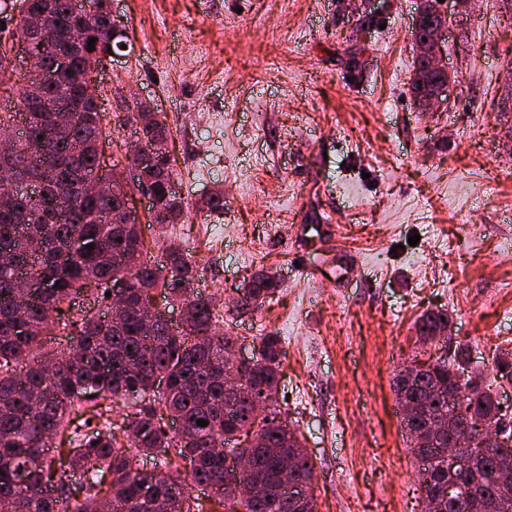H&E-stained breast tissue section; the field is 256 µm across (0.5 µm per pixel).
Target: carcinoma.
Returning <instances> with one entry per match:
<instances>
[{
	"label": "carcinoma",
	"instance_id": "carcinoma-1",
	"mask_svg": "<svg viewBox=\"0 0 512 512\" xmlns=\"http://www.w3.org/2000/svg\"><path fill=\"white\" fill-rule=\"evenodd\" d=\"M95 7L81 16L71 0H31L32 13L46 15L54 26L34 47L51 58L66 49L72 69L55 85L37 76L15 77L7 50L0 47V82H14L27 131L17 140L12 161L0 164V242L15 250L16 265L0 263V512H317L310 493L314 467L300 437L279 418V374L283 349L280 337H259L250 366L251 385L263 396L268 414L257 420L251 396L230 398L224 380L238 366L224 359L238 342L225 326L211 297L197 290L195 263L180 245L166 247L165 260L155 264L144 258L146 242L138 218L112 223L119 201L110 195L88 197L73 210H63L60 191H74L79 183L101 173V158L110 134L103 132L100 104L94 90L96 57L88 51L113 48L109 0H94ZM15 27L0 24V35L22 40L31 34L29 18L11 15ZM48 100L72 109L68 125L60 129L50 112L33 106ZM122 123L135 127L139 140L157 149L155 161L141 175L156 189L158 227L183 224L189 203L174 190L173 159L164 149L171 137L166 116L145 108L129 112ZM25 172L43 178L41 193L32 198L6 192L13 179ZM210 213H224V194L215 190L202 202ZM93 244L88 249L86 245ZM128 277L126 308L117 321L107 309L109 283ZM48 284L44 294L26 308L18 301L22 280ZM279 287L264 271L244 281L242 298L234 312L254 310L273 297ZM161 288L182 306V330L175 332L157 313L153 333L145 330L143 305L148 290ZM93 291L104 302L102 313L75 314L73 301ZM446 309L428 310L415 324L424 345L440 340L445 355L432 363L419 381L408 384L395 374V395L417 404L403 416L407 448L424 465L419 485L428 494L440 484L459 486L453 504L443 499L436 512H512V446L495 454L479 445L472 453L476 468L459 470L444 453L448 432L438 431L448 417V389L461 396L453 415L457 428L477 430L484 423L497 425L512 442V412L502 405L483 372L469 368L470 351L439 332L448 328ZM59 328L71 336L69 351L44 353L28 359L40 346L43 332ZM493 372L512 380V353L494 358ZM167 378V385L154 377ZM131 411L121 423L112 421L114 406ZM85 418L72 428L71 415ZM183 425L172 436L166 420ZM208 425L201 427L197 420ZM72 431L71 448L64 452L56 438ZM257 430L262 442L241 443ZM254 462L252 481L264 487L256 499L239 498L229 487L222 447ZM156 457L153 469L141 467L144 457ZM296 460L295 483L283 485V464ZM209 490L211 508L191 496L193 487Z\"/></svg>",
	"mask_w": 512,
	"mask_h": 512
}]
</instances>
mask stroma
Returning <instances> with one entry per match:
<instances>
[{"label":"stroma","instance_id":"1","mask_svg":"<svg viewBox=\"0 0 512 512\" xmlns=\"http://www.w3.org/2000/svg\"><path fill=\"white\" fill-rule=\"evenodd\" d=\"M421 2L110 0L127 47L97 76L102 165L134 138L119 115L150 102L181 194L224 192L222 215L143 226L151 257L180 244L220 309L254 272L279 275L230 327L241 358L283 341L281 417L318 512H425L393 391L400 367L444 353L418 344L420 314L448 310L481 368L512 350V9L476 0L449 26L459 83L424 112L409 91ZM328 222L332 249L299 231Z\"/></svg>","mask_w":512,"mask_h":512}]
</instances>
